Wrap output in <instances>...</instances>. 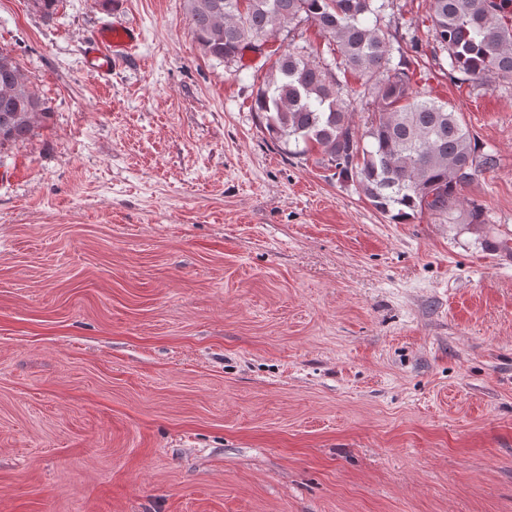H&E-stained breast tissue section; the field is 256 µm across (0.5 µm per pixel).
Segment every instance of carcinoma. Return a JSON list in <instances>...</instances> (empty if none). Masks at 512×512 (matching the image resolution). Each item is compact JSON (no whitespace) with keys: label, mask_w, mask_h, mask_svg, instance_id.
Masks as SVG:
<instances>
[{"label":"carcinoma","mask_w":512,"mask_h":512,"mask_svg":"<svg viewBox=\"0 0 512 512\" xmlns=\"http://www.w3.org/2000/svg\"><path fill=\"white\" fill-rule=\"evenodd\" d=\"M390 0H184L193 38L226 63L302 24L317 27L326 56L292 49L257 89L254 109L292 155L355 179L359 192L392 220L450 213L458 188L496 164L448 104L412 87L407 51L382 23ZM433 54L452 72L489 82L512 77V0H430ZM360 81L359 99L374 107L364 133L349 121L351 100L338 73ZM46 102L8 53L0 51V148L23 141L46 114ZM369 142H364V139Z\"/></svg>","instance_id":"cac0c4a2"}]
</instances>
